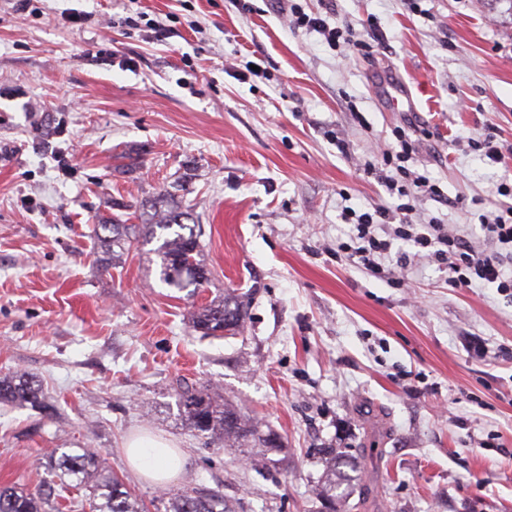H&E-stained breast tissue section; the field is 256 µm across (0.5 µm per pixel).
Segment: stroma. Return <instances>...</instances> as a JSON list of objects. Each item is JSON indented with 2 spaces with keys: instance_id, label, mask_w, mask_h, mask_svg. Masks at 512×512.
<instances>
[{
  "instance_id": "obj_1",
  "label": "stroma",
  "mask_w": 512,
  "mask_h": 512,
  "mask_svg": "<svg viewBox=\"0 0 512 512\" xmlns=\"http://www.w3.org/2000/svg\"><path fill=\"white\" fill-rule=\"evenodd\" d=\"M370 54L331 50L278 0H0V373L56 410L0 404V485L37 492L45 452L94 448L149 512L205 486L238 512H328L325 449L362 463L367 512H512V297L453 288L410 257V288L337 262L345 208L396 200L365 160L424 129L413 170L449 199L414 220L465 224L512 183V14L502 0H335ZM171 35L146 39L147 22ZM267 77L239 79L248 62ZM417 114L393 112L395 88ZM494 129L493 163L469 147ZM349 145L340 153L330 133ZM192 210L210 279L160 280L158 240L106 264L100 219L132 224L159 196ZM240 297L234 336L196 332L202 305ZM217 388L277 448L198 436L180 387ZM185 452L154 484L125 443Z\"/></svg>"
}]
</instances>
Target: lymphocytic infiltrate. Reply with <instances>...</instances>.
Wrapping results in <instances>:
<instances>
[{"mask_svg":"<svg viewBox=\"0 0 512 512\" xmlns=\"http://www.w3.org/2000/svg\"><path fill=\"white\" fill-rule=\"evenodd\" d=\"M282 9L288 12L293 27L317 33L329 48H339L344 32L328 21L329 14L335 11L332 0H327L321 13H305L294 0H287ZM392 134L396 147L384 150L379 162H366L364 171L384 183L398 203L391 207L377 206L360 214L348 211L347 216L353 221L351 241L337 245V261L366 270L388 283L402 284L407 279V256L394 253L393 248L403 243L437 262L447 271L452 287L467 288L479 282L494 285L501 293L512 291V275L505 273L496 251L497 246L512 245V205L484 218L481 228L488 242L484 249L473 244L466 230L448 229L434 219L425 224L414 223L418 197L439 195L440 189L429 177L409 169L416 146L406 129L396 127ZM382 227L388 228L387 236L379 235Z\"/></svg>","mask_w":512,"mask_h":512,"instance_id":"f902f5d3","label":"lymphocytic infiltrate"}]
</instances>
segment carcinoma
Returning <instances> with one entry per match:
<instances>
[{
	"label": "carcinoma",
	"instance_id": "carcinoma-1",
	"mask_svg": "<svg viewBox=\"0 0 512 512\" xmlns=\"http://www.w3.org/2000/svg\"><path fill=\"white\" fill-rule=\"evenodd\" d=\"M192 214L160 200L153 205L150 227L162 231L173 230V237L164 238L154 253L159 259L160 279L170 288L182 290L199 288L207 281L208 271L203 265L199 232L189 225ZM137 224H120L103 219L93 225L92 233L101 253L116 256V250H125L139 241ZM243 321L242 304L226 297L218 304H209L197 311L193 327L205 335L218 336L233 331ZM30 403L45 410L51 408L43 398L36 382L25 373L0 376V403ZM179 404L188 425L203 433H219L224 445L230 448H248L251 444L264 445L273 433H263L244 413L228 406L207 388L185 390L179 395ZM50 469L57 481L37 493L18 486L0 488V512H51L56 498L70 490L89 492L91 512H145L144 506L126 490L124 483L112 475L104 465L103 456L94 448H83L71 454L59 449L47 454ZM362 475L354 462L342 455L330 456V465L321 489V495L336 500V489L341 485L360 484ZM165 512H236L224 495L203 486L186 488L171 493Z\"/></svg>",
	"mask_w": 512,
	"mask_h": 512
}]
</instances>
